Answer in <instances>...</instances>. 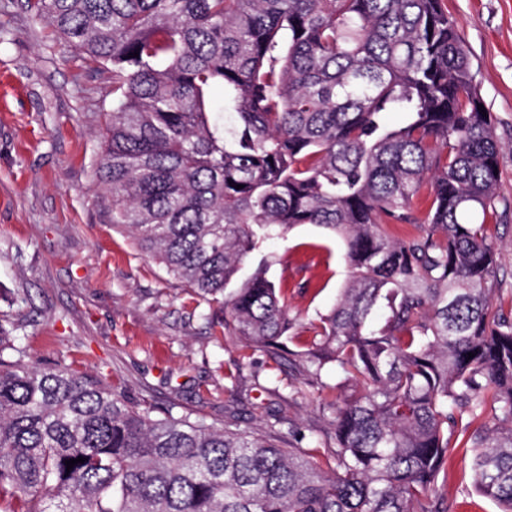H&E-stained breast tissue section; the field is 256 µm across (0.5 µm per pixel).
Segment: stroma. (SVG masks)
Listing matches in <instances>:
<instances>
[{"label":"stroma","mask_w":512,"mask_h":512,"mask_svg":"<svg viewBox=\"0 0 512 512\" xmlns=\"http://www.w3.org/2000/svg\"><path fill=\"white\" fill-rule=\"evenodd\" d=\"M473 81L495 119L499 200L495 300L512 303V0H444ZM112 110V75L88 65L24 0H0V324H24L33 366L63 363L137 403L192 411L206 422L335 445L339 377L312 380L303 361L226 335L222 303L207 302L113 225L97 180ZM293 325L287 346L312 347L310 322L349 278L346 247L303 224L262 244ZM20 303H12L13 293ZM437 492L450 512H499L474 486L472 451L448 454Z\"/></svg>","instance_id":"35a3bbf8"}]
</instances>
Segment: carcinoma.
Wrapping results in <instances>:
<instances>
[{"label": "carcinoma", "mask_w": 512, "mask_h": 512, "mask_svg": "<svg viewBox=\"0 0 512 512\" xmlns=\"http://www.w3.org/2000/svg\"><path fill=\"white\" fill-rule=\"evenodd\" d=\"M26 6L111 72L112 223L197 296L298 225L343 238L350 278L295 356L358 391L327 404L328 472L317 447L155 416L65 364L31 366L21 327L0 326V512H447L436 484L465 417L493 423L467 440L474 482L512 512V308L492 304L496 247L477 223L500 147L443 0ZM267 272L224 302V326L284 351Z\"/></svg>", "instance_id": "cac0c4a2"}]
</instances>
